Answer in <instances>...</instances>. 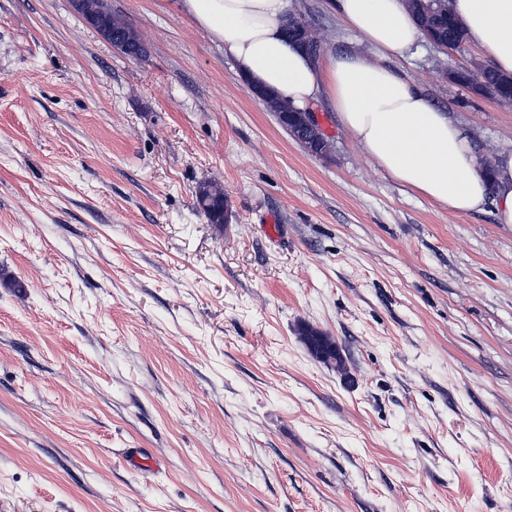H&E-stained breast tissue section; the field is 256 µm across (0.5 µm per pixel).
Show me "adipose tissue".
Wrapping results in <instances>:
<instances>
[{"instance_id":"1","label":"adipose tissue","mask_w":512,"mask_h":512,"mask_svg":"<svg viewBox=\"0 0 512 512\" xmlns=\"http://www.w3.org/2000/svg\"><path fill=\"white\" fill-rule=\"evenodd\" d=\"M177 11L212 35L250 87L273 91L298 110L325 100L371 160L401 184L459 213L492 206L512 225V153L488 183L466 131L390 61L404 57L421 28L406 0H328L374 56L311 57L286 34L290 0H175ZM465 39L496 70L512 75V0H452Z\"/></svg>"}]
</instances>
